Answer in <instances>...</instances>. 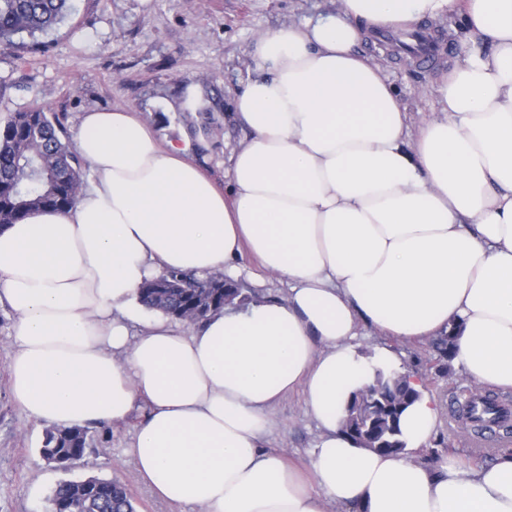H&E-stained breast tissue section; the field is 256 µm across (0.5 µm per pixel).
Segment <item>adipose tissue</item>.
Segmentation results:
<instances>
[{
    "mask_svg": "<svg viewBox=\"0 0 512 512\" xmlns=\"http://www.w3.org/2000/svg\"><path fill=\"white\" fill-rule=\"evenodd\" d=\"M446 16L464 50L434 89L437 116L413 131L359 45ZM250 56L227 189L135 112L93 110L76 131L89 164L77 204L0 228L15 403L58 427L144 409L127 450L138 475L201 512H512V450L421 463L440 403L391 348L351 344L364 324L403 343L450 333L476 386L512 390V0H338L261 35ZM246 250L287 282L286 298L184 330L157 314L131 333L144 281L234 280ZM378 368L419 393L397 454L342 430ZM295 392L322 431L302 469L262 445L272 408Z\"/></svg>",
    "mask_w": 512,
    "mask_h": 512,
    "instance_id": "ef3b65f1",
    "label": "adipose tissue"
}]
</instances>
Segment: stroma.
Wrapping results in <instances>:
<instances>
[{
  "label": "stroma",
  "mask_w": 512,
  "mask_h": 512,
  "mask_svg": "<svg viewBox=\"0 0 512 512\" xmlns=\"http://www.w3.org/2000/svg\"><path fill=\"white\" fill-rule=\"evenodd\" d=\"M74 5V12L48 34L0 47V122L10 113L41 106L63 115L72 131L81 113L123 107L137 111L161 142L182 145L191 137L180 113L219 91L224 129L213 135L201 164L220 184L230 152L246 136L233 117V100L252 74L249 51L255 38L332 13L336 0H74ZM455 26L452 19L430 24L435 51L426 64L393 34L380 35L369 45L413 123L431 117L432 87L461 51ZM14 320L13 312L0 304V512H50L49 499L59 482L91 475L125 483L138 512H200L159 499L139 477L125 454L135 426L131 420L107 433L89 426L82 466L47 464L40 452L44 424L29 420L9 392ZM393 348L441 404H448L453 389L471 385L458 366L451 377L438 376L429 344L397 342ZM319 435L295 393L274 406L264 444L305 462Z\"/></svg>",
  "instance_id": "stroma-1"
}]
</instances>
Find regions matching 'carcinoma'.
<instances>
[{
    "instance_id": "carcinoma-1",
    "label": "carcinoma",
    "mask_w": 512,
    "mask_h": 512,
    "mask_svg": "<svg viewBox=\"0 0 512 512\" xmlns=\"http://www.w3.org/2000/svg\"><path fill=\"white\" fill-rule=\"evenodd\" d=\"M71 0H0V44L14 45V37L35 39L63 21ZM223 110L221 100L210 106L188 105L181 114L193 133H202L193 147L198 156L208 153L213 130L221 126L214 112ZM86 163L71 145L60 116L35 106L12 113L0 124V227L20 222L36 210L65 211L78 200ZM179 277L189 288H169V278ZM143 306L181 321L189 313L199 322L227 305L247 306L254 301L239 286L224 288L217 281L171 271L146 281L139 288ZM436 372L447 377L454 360L453 336L433 341ZM417 393L401 378L375 371L374 381L350 398L343 430L356 444L384 454L399 453L400 418ZM88 433L84 427L45 431L41 453L49 464L73 467L85 457ZM51 512H137L134 498L117 479L87 477L58 484L50 497Z\"/></svg>"
}]
</instances>
